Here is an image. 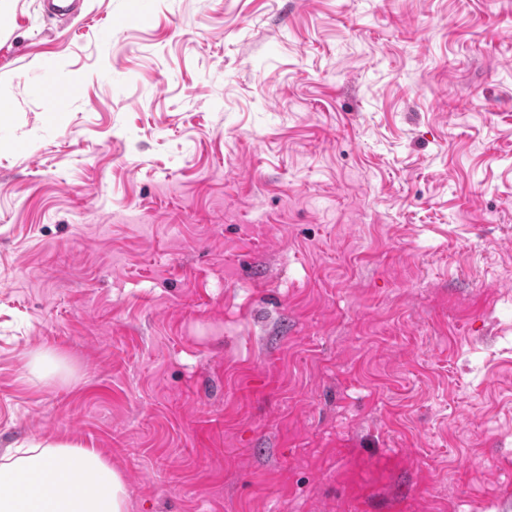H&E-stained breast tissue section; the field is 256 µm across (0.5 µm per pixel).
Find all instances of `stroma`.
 Masks as SVG:
<instances>
[{
    "label": "stroma",
    "instance_id": "stroma-1",
    "mask_svg": "<svg viewBox=\"0 0 512 512\" xmlns=\"http://www.w3.org/2000/svg\"><path fill=\"white\" fill-rule=\"evenodd\" d=\"M42 2L0 0V454L98 448L129 512H512V0ZM27 371L29 375L47 384L64 381L71 375V369L63 357L43 348L29 353Z\"/></svg>",
    "mask_w": 512,
    "mask_h": 512
}]
</instances>
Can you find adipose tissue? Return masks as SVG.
<instances>
[{"label":"adipose tissue","instance_id":"ef3b65f1","mask_svg":"<svg viewBox=\"0 0 512 512\" xmlns=\"http://www.w3.org/2000/svg\"><path fill=\"white\" fill-rule=\"evenodd\" d=\"M123 473L96 448L34 439L0 456V512H128Z\"/></svg>","mask_w":512,"mask_h":512}]
</instances>
